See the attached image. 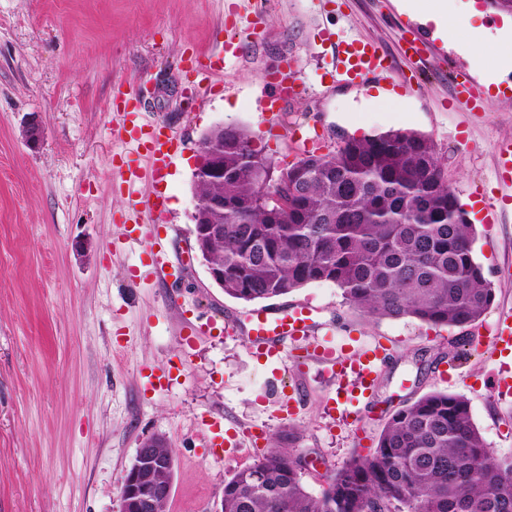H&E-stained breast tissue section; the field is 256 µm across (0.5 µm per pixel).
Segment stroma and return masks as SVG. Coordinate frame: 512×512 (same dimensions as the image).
<instances>
[{
	"instance_id": "1",
	"label": "stroma",
	"mask_w": 512,
	"mask_h": 512,
	"mask_svg": "<svg viewBox=\"0 0 512 512\" xmlns=\"http://www.w3.org/2000/svg\"><path fill=\"white\" fill-rule=\"evenodd\" d=\"M468 24L440 40L439 59L470 63L482 39L487 76L512 78V13L453 0ZM424 28L404 0H0V512H118L124 475L143 439L164 438L175 458L165 512H215L225 478L252 463L272 439L309 458L302 480L319 495L327 474L371 448L388 416L431 390L467 398L487 446L512 457V398L487 375L484 347L457 344L458 328L414 318L369 320L330 282L267 300L311 306L330 338L382 339L395 355L359 414L332 417L336 387L314 363L252 352L244 320L251 304L224 294L194 244V171L200 140L234 125L279 163L302 158L320 137L324 152L346 139L391 129L434 143L464 208L471 186L500 195L496 144L512 138V104L471 114L445 102L448 83L431 75L423 93L396 101L337 81L333 45L360 39L399 55L403 34ZM234 36L239 55L225 53ZM220 61L224 75L201 88ZM299 77L276 120L263 110L266 78L284 66ZM138 106V123H159L180 149L159 180L123 183L141 148L116 137L117 109ZM38 119L43 135L24 129ZM169 264L153 273L148 240L127 221L152 192ZM474 254L495 287L478 323L512 308V201L495 224L476 223ZM239 327L226 332V318ZM197 333L185 337V323ZM455 368L419 369L438 354ZM304 387L297 415L276 398ZM228 420L242 448L213 457L208 423Z\"/></svg>"
}]
</instances>
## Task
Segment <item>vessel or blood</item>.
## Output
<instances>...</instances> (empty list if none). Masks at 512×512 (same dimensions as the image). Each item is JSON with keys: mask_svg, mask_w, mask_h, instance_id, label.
<instances>
[{"mask_svg": "<svg viewBox=\"0 0 512 512\" xmlns=\"http://www.w3.org/2000/svg\"><path fill=\"white\" fill-rule=\"evenodd\" d=\"M397 58L372 42L343 41L336 45L335 71L344 81L364 88L372 96L390 99L406 87L397 75ZM297 81L296 72L290 69L272 74L267 81L266 111L277 112L281 102L295 95ZM448 81L451 105L465 112L482 111L483 102L489 97L506 104L512 102V84H484L464 68H450ZM131 131L144 149L151 175H160L179 149L177 138L161 124L135 125ZM247 320L252 347L277 356L305 351L307 359L328 367L333 379L342 384L346 399L352 402L372 391L379 370L387 363L383 344L348 343L337 347L328 343L322 334L323 324L315 320L312 308L305 304L284 310L256 309ZM485 345L494 354L512 353L511 314L500 316Z\"/></svg>", "mask_w": 512, "mask_h": 512, "instance_id": "vessel-or-blood-1", "label": "vessel or blood"}]
</instances>
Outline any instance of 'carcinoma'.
Here are the masks:
<instances>
[{"label": "carcinoma", "instance_id": "cac0c4a2", "mask_svg": "<svg viewBox=\"0 0 512 512\" xmlns=\"http://www.w3.org/2000/svg\"><path fill=\"white\" fill-rule=\"evenodd\" d=\"M224 153V175L195 181L196 196L224 197L207 219L222 234L207 263L224 269V294L255 302L332 282L371 319L415 318L472 327L492 306L493 283L474 254L475 230L427 136L391 129L310 152L281 167L237 128L202 153ZM284 178L260 183L256 174ZM151 475L168 482L173 451ZM512 512V457L488 448L468 400L441 390L402 405L376 445L328 475L320 495L298 455L273 443L224 480L223 512Z\"/></svg>", "mask_w": 512, "mask_h": 512}]
</instances>
